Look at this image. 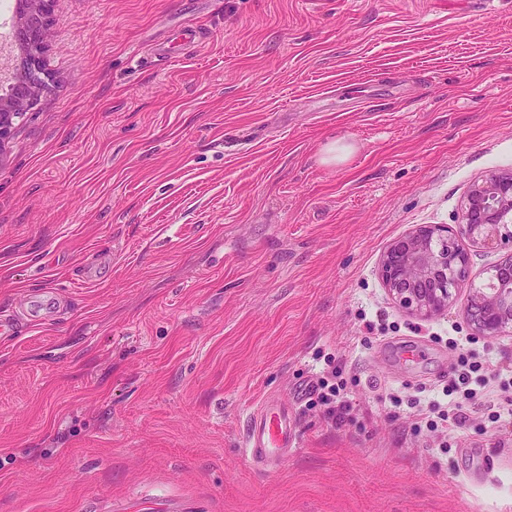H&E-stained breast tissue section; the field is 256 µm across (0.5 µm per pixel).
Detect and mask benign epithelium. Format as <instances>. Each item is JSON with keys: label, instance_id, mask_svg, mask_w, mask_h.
<instances>
[{"label": "benign epithelium", "instance_id": "obj_1", "mask_svg": "<svg viewBox=\"0 0 512 512\" xmlns=\"http://www.w3.org/2000/svg\"><path fill=\"white\" fill-rule=\"evenodd\" d=\"M54 0H26L18 24L19 46L41 51L50 40ZM20 83L19 93L0 104V145L8 138L11 117L44 86L39 59ZM509 251L494 266L487 283L470 287L465 318L472 335L493 338L512 327V174L492 173L474 183L458 224H418L394 239L380 263L381 279L412 314L432 317L454 300L468 278L469 253L462 241Z\"/></svg>", "mask_w": 512, "mask_h": 512}]
</instances>
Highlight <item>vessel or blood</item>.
I'll use <instances>...</instances> for the list:
<instances>
[{
	"label": "vessel or blood",
	"mask_w": 512,
	"mask_h": 512,
	"mask_svg": "<svg viewBox=\"0 0 512 512\" xmlns=\"http://www.w3.org/2000/svg\"><path fill=\"white\" fill-rule=\"evenodd\" d=\"M299 438L284 401L268 402L251 412L244 426L241 451L256 467L275 468Z\"/></svg>",
	"instance_id": "vessel-or-blood-1"
}]
</instances>
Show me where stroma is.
Here are the masks:
<instances>
[{"mask_svg": "<svg viewBox=\"0 0 512 512\" xmlns=\"http://www.w3.org/2000/svg\"><path fill=\"white\" fill-rule=\"evenodd\" d=\"M0 147V512H512V424L431 428L469 290L378 274L512 172V0H54ZM201 44L171 52L182 26ZM331 142L348 160L323 163ZM413 357L401 359L403 347ZM340 370L332 423L312 389ZM300 446L240 452L265 398Z\"/></svg>", "mask_w": 512, "mask_h": 512, "instance_id": "stroma-1", "label": "stroma"}]
</instances>
